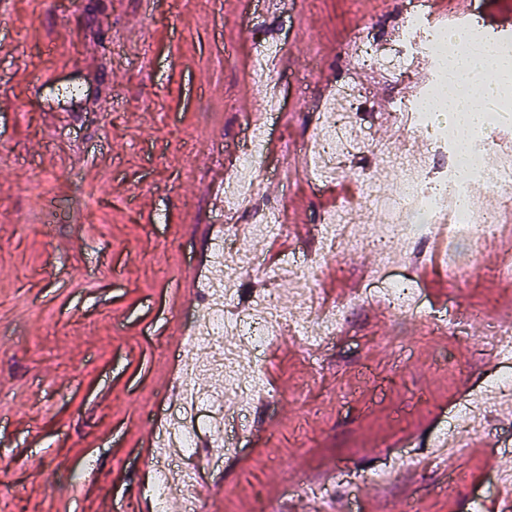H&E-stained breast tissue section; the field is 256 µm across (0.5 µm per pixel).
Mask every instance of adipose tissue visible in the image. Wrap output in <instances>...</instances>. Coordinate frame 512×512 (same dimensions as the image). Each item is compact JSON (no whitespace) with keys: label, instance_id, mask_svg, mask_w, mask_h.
Masks as SVG:
<instances>
[{"label":"adipose tissue","instance_id":"1","mask_svg":"<svg viewBox=\"0 0 512 512\" xmlns=\"http://www.w3.org/2000/svg\"><path fill=\"white\" fill-rule=\"evenodd\" d=\"M512 88V54L483 47L468 54L448 51L446 111L460 146H468L470 135L481 124L476 97L501 95Z\"/></svg>","mask_w":512,"mask_h":512}]
</instances>
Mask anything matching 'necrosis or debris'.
Listing matches in <instances>:
<instances>
[{"mask_svg":"<svg viewBox=\"0 0 512 512\" xmlns=\"http://www.w3.org/2000/svg\"><path fill=\"white\" fill-rule=\"evenodd\" d=\"M453 32L452 26L430 24L426 12L409 0L404 25L394 41L380 48L365 38L353 40L349 56L351 66L333 87V96L341 106L351 108L365 97L370 78L389 77L424 57L431 62L441 60L444 42ZM442 77L424 82L415 97H398L388 110L404 125L425 136L431 162L421 165L409 153H402L392 164L394 186L382 191L373 179L359 180L362 193L375 203V218L368 227L369 237L379 247L381 264L375 274L378 284L373 296L389 309L417 313L423 301L414 284L390 274L391 253L397 242L410 246L440 239L480 244L512 231V149L492 145V130L504 122H512V109L500 107L486 129L470 140L468 152H461L457 136L451 135L447 120L430 108L439 96ZM247 136L241 154L226 177L232 188L233 201L225 205V214L252 199L251 176L265 159L266 132L255 120L246 124ZM358 145L355 137L331 115H324L316 131L304 144L303 161L315 171L314 188L320 189L336 177V160ZM494 186L503 193L498 208L484 207L479 197L485 187ZM321 249L313 261L296 257L293 261L269 268L262 255L244 249L235 225H225L211 253L212 275L203 283V308L188 322V342L176 354V378L182 385V397L169 417L166 442L171 449L168 464L160 468L150 492L157 505H165L171 490L170 472L182 475L180 496L183 512H198L199 501L187 459L196 452V437L201 431L213 434L209 455L213 463H222L224 446L223 383L239 382L242 408L266 399L263 371L272 342L307 334L309 344H317L334 335L346 309L337 304L316 309L315 300L301 293V314H293L279 300L277 289L270 288L259 303L239 309L234 317H226L232 298L243 277L252 273L274 272L277 278L307 280L311 264L331 260L338 245L350 236L348 213L329 209L319 214ZM234 333L236 342L225 341L226 333ZM216 377L215 390L198 389L195 380L201 368Z\"/></svg>","mask_w":512,"mask_h":512,"instance_id":"4bbe7bcc","label":"necrosis or debris"}]
</instances>
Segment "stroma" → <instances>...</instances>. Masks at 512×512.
Returning <instances> with one entry per match:
<instances>
[{"label": "stroma", "instance_id": "stroma-1", "mask_svg": "<svg viewBox=\"0 0 512 512\" xmlns=\"http://www.w3.org/2000/svg\"><path fill=\"white\" fill-rule=\"evenodd\" d=\"M406 0H7L0 19V512H140L152 458L145 441L166 413L169 354L186 340L200 292L176 282L224 216L210 189L228 149L241 147L258 108L251 57L286 43L269 78L286 104L269 165L281 195L307 224L296 251L318 252L320 206L297 165V147L321 120L355 33L385 44L400 32ZM411 76L378 79L351 117L363 139L418 142L381 123ZM76 86V96L62 87ZM91 205L92 222L47 221L49 203ZM356 241L314 270L318 303L357 296L344 334L328 339L311 371L303 340L276 348L264 383L275 396L248 422L270 420L214 470L218 489L201 512H259L284 489L314 485L334 467L368 478L399 442L421 453L415 474L396 466L372 486L374 512H471L489 498L488 433L469 429L467 453L443 464L432 442L454 404L481 390L489 370L488 321L507 288L486 267L512 255V233L479 247L470 278L431 274L440 303L404 314L359 292L380 258L364 235L372 206H356ZM467 333L442 335L439 316ZM257 473L259 491L246 482Z\"/></svg>", "mask_w": 512, "mask_h": 512}]
</instances>
